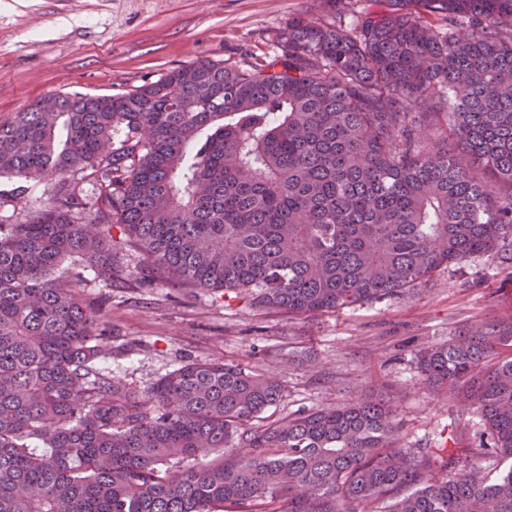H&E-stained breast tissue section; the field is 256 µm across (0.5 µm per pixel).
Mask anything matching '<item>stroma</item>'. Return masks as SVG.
Returning a JSON list of instances; mask_svg holds the SVG:
<instances>
[{"label":"stroma","mask_w":512,"mask_h":512,"mask_svg":"<svg viewBox=\"0 0 512 512\" xmlns=\"http://www.w3.org/2000/svg\"><path fill=\"white\" fill-rule=\"evenodd\" d=\"M320 0H0V123L53 93L117 95L199 59L273 57L275 36ZM112 323L113 380L145 388L192 359H222L285 387L274 417L383 391L406 448L479 452L483 425L451 393L433 392L419 351L470 328L512 321V264L473 257L416 289L309 317L216 299L207 290L81 286Z\"/></svg>","instance_id":"stroma-1"}]
</instances>
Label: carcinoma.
Masks as SVG:
<instances>
[{"mask_svg": "<svg viewBox=\"0 0 512 512\" xmlns=\"http://www.w3.org/2000/svg\"><path fill=\"white\" fill-rule=\"evenodd\" d=\"M388 2L350 28L357 0H322L269 60L52 94L0 124L12 197L56 180L0 217V512H512V466L491 480L477 456L402 447L383 398L272 419L282 384L216 359L145 389L113 381L110 323L75 291L89 269L300 317L498 251L512 0ZM78 174L91 195L70 190ZM505 347L512 323H485L417 363L475 409L482 456L512 460Z\"/></svg>", "mask_w": 512, "mask_h": 512, "instance_id": "obj_1", "label": "carcinoma"}]
</instances>
